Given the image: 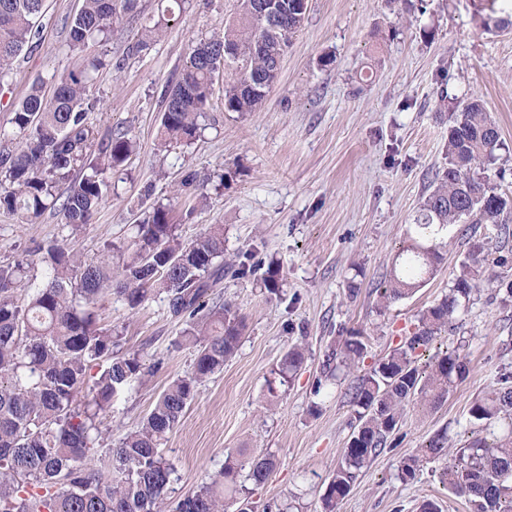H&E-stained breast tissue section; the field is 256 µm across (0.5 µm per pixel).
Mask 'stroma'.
Segmentation results:
<instances>
[{
    "label": "stroma",
    "instance_id": "obj_1",
    "mask_svg": "<svg viewBox=\"0 0 512 512\" xmlns=\"http://www.w3.org/2000/svg\"><path fill=\"white\" fill-rule=\"evenodd\" d=\"M233 4L187 0L180 22L132 55L128 48L142 25L158 17V0H139L124 29L78 54L67 45L64 22L81 0H46L37 45L0 94V128L9 129L12 103L34 82L51 92L52 74L103 53L109 64L93 74L90 93L99 104L88 125L98 139L127 133L136 149L80 231L49 213L31 223L0 210V263L55 242L81 259H96L106 243L130 237L158 204L170 207L182 240L220 224L225 259L251 250L261 263H280L275 295L252 275L227 274L213 283L207 301L230 302L246 329L236 355L201 384L162 452L176 468L171 500L210 482L227 452L242 449L277 463L269 480L252 490L255 508L276 502L290 504V512H321L328 478L352 433L351 381L447 294L474 239L503 234L512 242V223L503 230L477 227L474 235L448 242L434 278L415 295L383 314L374 307V290L444 163L451 97L480 99L496 120L505 147L489 176L512 193V26H496L512 16V0H423L414 13L402 0H309L308 18L261 111H225L224 93L216 91L200 137L166 151L163 97L190 48L223 26ZM188 167L204 182L200 209L175 194ZM499 273L489 269L448 336L449 346L470 362L466 378L433 413L406 406L392 444L363 469L339 512H419L430 497L443 512H468L438 481L444 458L428 457L408 482L398 466L437 433L452 443L481 436L469 421L470 403L500 373L512 371V301L496 296ZM94 311L100 325L120 332V353L162 363L103 417L95 445L103 454L136 428L170 381L191 375L195 352L181 344L182 323L171 316L165 293L133 309L106 290ZM353 331L369 336L366 355L328 376L326 354ZM295 343L306 347L303 366L284 391L269 395L266 380Z\"/></svg>",
    "mask_w": 512,
    "mask_h": 512
}]
</instances>
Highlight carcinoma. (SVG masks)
<instances>
[{
  "label": "carcinoma",
  "mask_w": 512,
  "mask_h": 512,
  "mask_svg": "<svg viewBox=\"0 0 512 512\" xmlns=\"http://www.w3.org/2000/svg\"><path fill=\"white\" fill-rule=\"evenodd\" d=\"M44 0H0V91L9 87L14 63L34 48L37 21ZM161 18L142 26L131 52L150 48L180 20L185 0H167ZM138 0H83L80 11L65 21L69 48L82 52L103 41L137 8ZM280 21L273 27L251 10V0H235L224 28L197 42L162 101L161 137L174 148L195 140L213 97L215 64L224 66V111H258L277 84L280 60L302 28L309 0H278ZM107 65L106 57L54 78L52 96L34 85L13 105L11 131H0V210L21 211L39 218L49 211L59 223L78 231L91 223L112 186V170L135 150L126 133L95 142L87 113L97 106L89 94L92 72ZM503 142L496 122L475 99L462 101L461 117L448 126L445 162L436 186L427 194L392 267L376 305L382 312L412 296L431 280L447 241L458 224H505L512 219V196L500 194L487 172L496 164ZM196 170H184L179 189L203 197ZM45 264L43 280L16 296L33 260L18 258L0 265V512H163L175 468L159 451L209 376L224 368L237 351L246 325L229 302L208 304L211 282L230 272L246 276L258 271L254 253L220 264L224 233L213 226L184 242L169 222V209L158 205L125 246L108 243L101 257L85 261L64 247H38ZM512 253L470 246L459 264L448 295L422 310L405 342L358 377L352 388L354 424L348 447L323 499V512H338L362 470L385 448L399 427L405 403L414 401L428 412L448 400L457 382L469 372L467 358L455 348L441 349L438 340L456 324L483 280L489 264L504 268ZM104 289L114 291L129 307L141 305L162 290L172 316L183 321L182 343L195 349L188 378L171 381L136 429L112 449L100 467L88 453L100 437L99 417L112 409L115 397L130 390L145 373L143 357L118 355V337L99 325L92 310ZM367 338L352 332L326 355L325 368L349 366L363 358ZM108 362L98 375L99 362ZM304 361V347L288 349L274 383L284 386ZM470 421L483 429L498 424L503 432L450 445L442 435L404 457L400 477H416L426 456L446 462L439 482L462 498L470 512H512V374L476 397ZM275 461L267 455L228 454L224 468L209 483L179 500L173 512H228L237 500L242 470L254 485L270 477Z\"/></svg>",
  "instance_id": "carcinoma-1"
}]
</instances>
